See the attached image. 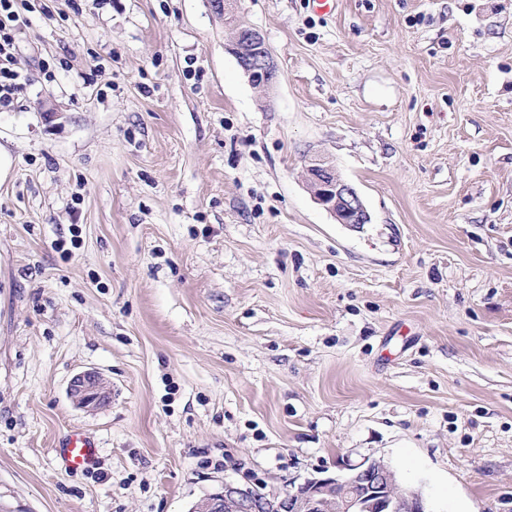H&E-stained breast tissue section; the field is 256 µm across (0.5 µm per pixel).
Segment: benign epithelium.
<instances>
[{
  "label": "benign epithelium",
  "instance_id": "1",
  "mask_svg": "<svg viewBox=\"0 0 512 512\" xmlns=\"http://www.w3.org/2000/svg\"><path fill=\"white\" fill-rule=\"evenodd\" d=\"M229 31L227 48L260 90L279 79L272 51L262 33L240 20L238 0H219ZM306 181L316 200L338 223L356 227L370 222L357 190L342 179L324 159H313L305 168ZM70 398L80 407L96 408L110 399L111 384L98 372L75 376ZM191 512H430L423 493L400 485L391 467L381 459H365L349 472L313 478L288 488L282 495L258 496L249 487L224 482V490L196 504Z\"/></svg>",
  "mask_w": 512,
  "mask_h": 512
}]
</instances>
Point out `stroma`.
<instances>
[{"mask_svg":"<svg viewBox=\"0 0 512 512\" xmlns=\"http://www.w3.org/2000/svg\"><path fill=\"white\" fill-rule=\"evenodd\" d=\"M42 0L0 110V512H189L381 458L512 512V0ZM51 68L54 81L43 70ZM321 155L370 221L306 187ZM112 384L90 410L70 380ZM98 447L60 468L69 430ZM219 1L224 25L229 31L227 48L253 87L271 88L279 79L272 51L262 33L253 25L245 26L240 20L238 0ZM61 468L71 473L93 469L98 463L96 444L84 433L71 430L54 448Z\"/></svg>","mask_w":512,"mask_h":512,"instance_id":"35a3bbf8","label":"stroma"}]
</instances>
